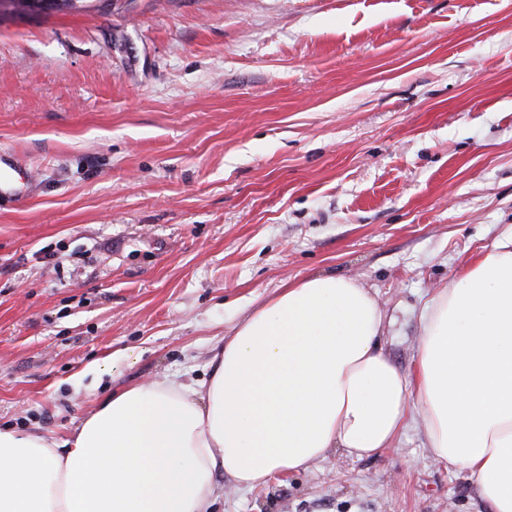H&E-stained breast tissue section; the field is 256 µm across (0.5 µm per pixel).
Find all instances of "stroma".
Here are the masks:
<instances>
[{"label":"stroma","mask_w":512,"mask_h":512,"mask_svg":"<svg viewBox=\"0 0 512 512\" xmlns=\"http://www.w3.org/2000/svg\"><path fill=\"white\" fill-rule=\"evenodd\" d=\"M0 428L59 440L112 390L200 381L320 274L376 295L412 371L436 288L512 237V0H112L0 20ZM132 350L97 376L92 364ZM215 512H489L420 423ZM19 174L18 160L15 154L8 151L0 152V201L21 203L28 199L33 192V182L22 178V183L16 178Z\"/></svg>","instance_id":"obj_1"}]
</instances>
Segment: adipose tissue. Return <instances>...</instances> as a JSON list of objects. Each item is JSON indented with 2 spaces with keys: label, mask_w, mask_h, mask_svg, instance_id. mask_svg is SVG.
<instances>
[{
  "label": "adipose tissue",
  "mask_w": 512,
  "mask_h": 512,
  "mask_svg": "<svg viewBox=\"0 0 512 512\" xmlns=\"http://www.w3.org/2000/svg\"><path fill=\"white\" fill-rule=\"evenodd\" d=\"M383 321L355 279L291 283L236 324L207 379L124 388L61 443L0 429V512H212L219 475L247 490L337 449L361 460L416 414L434 463L512 512V241L428 299L413 371L380 347Z\"/></svg>",
  "instance_id": "adipose-tissue-1"
}]
</instances>
